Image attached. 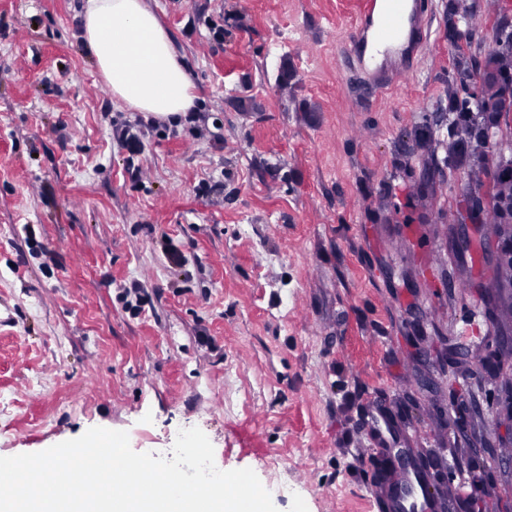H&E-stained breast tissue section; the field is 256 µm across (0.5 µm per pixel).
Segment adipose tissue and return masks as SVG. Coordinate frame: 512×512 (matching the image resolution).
<instances>
[{"label":"adipose tissue","mask_w":512,"mask_h":512,"mask_svg":"<svg viewBox=\"0 0 512 512\" xmlns=\"http://www.w3.org/2000/svg\"><path fill=\"white\" fill-rule=\"evenodd\" d=\"M84 39L128 107L163 119L192 107L193 79L149 0H87Z\"/></svg>","instance_id":"1"}]
</instances>
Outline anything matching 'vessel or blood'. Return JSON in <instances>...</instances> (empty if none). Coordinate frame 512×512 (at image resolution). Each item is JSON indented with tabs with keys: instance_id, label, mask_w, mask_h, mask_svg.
Listing matches in <instances>:
<instances>
[{
	"instance_id": "vessel-or-blood-1",
	"label": "vessel or blood",
	"mask_w": 512,
	"mask_h": 512,
	"mask_svg": "<svg viewBox=\"0 0 512 512\" xmlns=\"http://www.w3.org/2000/svg\"><path fill=\"white\" fill-rule=\"evenodd\" d=\"M429 0H365L351 36L347 67L372 87L386 88L428 44ZM426 469L398 470L389 484V512H440L426 492Z\"/></svg>"
}]
</instances>
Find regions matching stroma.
<instances>
[{"label": "stroma", "instance_id": "stroma-1", "mask_svg": "<svg viewBox=\"0 0 512 512\" xmlns=\"http://www.w3.org/2000/svg\"><path fill=\"white\" fill-rule=\"evenodd\" d=\"M432 2L416 67L369 97L342 70L362 0H150L208 109L198 136L143 127L132 157L112 126L141 114L97 68L85 0H0V456L104 427L167 457L197 427L278 512H385L383 417L448 512L473 458L512 487V357L474 363L512 335L453 276L470 169L446 94L512 0H464L461 51ZM133 281L136 317L115 300Z\"/></svg>", "mask_w": 512, "mask_h": 512}]
</instances>
